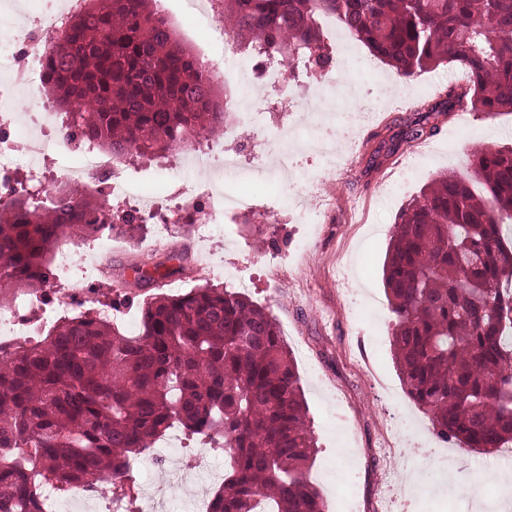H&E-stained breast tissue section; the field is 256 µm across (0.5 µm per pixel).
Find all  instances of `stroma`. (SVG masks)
Wrapping results in <instances>:
<instances>
[{"label": "stroma", "instance_id": "obj_1", "mask_svg": "<svg viewBox=\"0 0 512 512\" xmlns=\"http://www.w3.org/2000/svg\"><path fill=\"white\" fill-rule=\"evenodd\" d=\"M161 9L178 39L198 55L221 54L208 23L190 14L186 0H162ZM356 57L339 62L316 78L299 76L269 92L264 109L271 124L287 120L309 85L326 88L336 106H345L350 91L363 87L364 107L377 111V120L360 119L340 129L331 151L315 141L291 146L295 179L278 177L271 160L252 152L251 130H241L238 148L246 165L263 169L266 180L256 183L239 175L232 187L259 191L264 214L238 213L224 219V232L200 240L192 224L176 227L165 243L151 241L150 227L124 228L122 239L101 259L94 307L116 305L140 310L152 291L135 286L134 264L146 255L165 258L187 253L185 270L170 279L169 293L181 294L209 283L199 269L209 263L242 267L251 281L245 293L265 306L276 319L292 351L318 448L308 471L322 493L326 512H467L466 492L499 489L512 476V462L496 453L463 451L439 441L427 418L406 396L393 360L392 314L382 284V265L390 231L408 200L436 175L465 171L473 146L497 148L512 143V112L488 117L478 112L444 116L437 135L402 143L391 156H375L379 144L409 121L422 104L463 92L467 80L455 65H445L410 78L354 43ZM343 157L320 188L310 190L312 207L323 211L319 224H301L281 206V199L305 190L308 179L325 169L331 158ZM412 176L399 193L387 187L405 168ZM308 239V250L297 247ZM286 255L279 277L266 273L273 253ZM461 457L455 491L435 493L432 461ZM417 473L413 497L398 493L407 473Z\"/></svg>", "mask_w": 512, "mask_h": 512}]
</instances>
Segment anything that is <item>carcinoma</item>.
Segmentation results:
<instances>
[{"mask_svg":"<svg viewBox=\"0 0 512 512\" xmlns=\"http://www.w3.org/2000/svg\"><path fill=\"white\" fill-rule=\"evenodd\" d=\"M158 0H82L48 57L47 100L61 128L105 152L161 157L212 135L233 90L183 46ZM332 15L355 40L410 78L448 63L466 73L402 131L434 135L431 116L461 97L487 115L512 112V0H224V27L242 54L331 67L318 24ZM512 147L468 153V173H442L400 211L382 266L394 317L393 357L405 393L433 434L460 448L512 445ZM112 205L16 182L0 200V291L43 288L59 240H87ZM136 267L160 289L167 262ZM179 427L208 439L230 465L210 512H324L308 479L316 442L298 370L274 317L213 285L157 293L139 331L78 312L0 357V512H42L43 489L109 484L117 512H134L131 460ZM37 460L38 465L31 464Z\"/></svg>","mask_w":512,"mask_h":512,"instance_id":"carcinoma-1","label":"carcinoma"}]
</instances>
